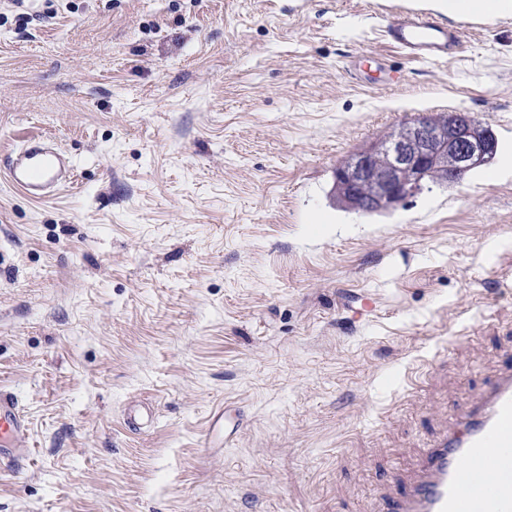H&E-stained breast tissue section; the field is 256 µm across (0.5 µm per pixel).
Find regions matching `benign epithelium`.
<instances>
[{
  "mask_svg": "<svg viewBox=\"0 0 512 512\" xmlns=\"http://www.w3.org/2000/svg\"><path fill=\"white\" fill-rule=\"evenodd\" d=\"M475 118L456 112L446 122L434 116L419 119L385 142L386 163H372L371 152H360L336 168V186L350 198L353 209H391L415 192L434 170L453 182L497 153V141L472 137Z\"/></svg>",
  "mask_w": 512,
  "mask_h": 512,
  "instance_id": "7a95c632",
  "label": "benign epithelium"
}]
</instances>
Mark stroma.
<instances>
[{
  "mask_svg": "<svg viewBox=\"0 0 512 512\" xmlns=\"http://www.w3.org/2000/svg\"><path fill=\"white\" fill-rule=\"evenodd\" d=\"M378 2L0 0V387L32 450L0 512H377L512 360V15L427 64ZM448 111L493 163L338 206V165ZM31 136L77 164L48 201L6 181Z\"/></svg>",
  "mask_w": 512,
  "mask_h": 512,
  "instance_id": "obj_1",
  "label": "stroma"
}]
</instances>
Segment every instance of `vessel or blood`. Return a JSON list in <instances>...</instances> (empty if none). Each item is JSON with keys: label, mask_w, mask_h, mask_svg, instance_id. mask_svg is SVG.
Listing matches in <instances>:
<instances>
[{"label": "vessel or blood", "mask_w": 512, "mask_h": 512, "mask_svg": "<svg viewBox=\"0 0 512 512\" xmlns=\"http://www.w3.org/2000/svg\"><path fill=\"white\" fill-rule=\"evenodd\" d=\"M381 35L414 60L444 61L463 30L484 25L485 10L454 0L451 12L401 0ZM9 182L36 201L47 200L75 178L71 155L31 139L8 164ZM27 425L17 397L0 390V460L25 461ZM382 512H512V367L488 381L461 412L456 427L424 449L409 491Z\"/></svg>", "instance_id": "vessel-or-blood-1"}]
</instances>
